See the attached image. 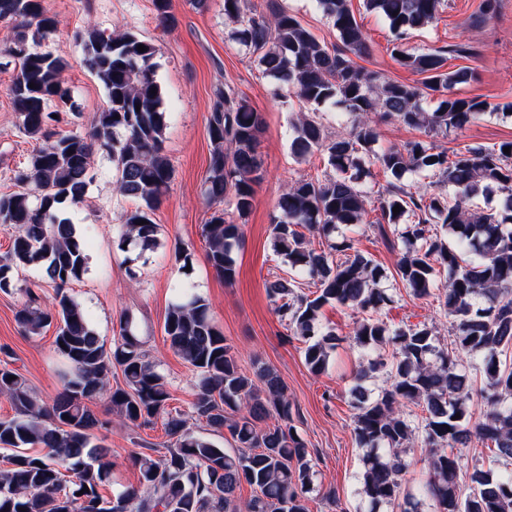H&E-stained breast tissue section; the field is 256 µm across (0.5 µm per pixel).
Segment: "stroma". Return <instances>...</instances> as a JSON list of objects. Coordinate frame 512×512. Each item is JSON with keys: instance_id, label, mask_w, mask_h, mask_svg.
Wrapping results in <instances>:
<instances>
[{"instance_id": "1", "label": "stroma", "mask_w": 512, "mask_h": 512, "mask_svg": "<svg viewBox=\"0 0 512 512\" xmlns=\"http://www.w3.org/2000/svg\"><path fill=\"white\" fill-rule=\"evenodd\" d=\"M483 0H443L435 21L413 32L408 46L435 48L447 54L448 69H469L473 77L457 86L461 97H477L498 105L512 102V0H496L491 17H483ZM57 20L56 30L43 42V50L62 57L63 73L76 109L58 125L60 133H86L106 102L103 85L84 63L74 40L75 31L94 21L105 31L119 27L152 43L157 54V80L165 111L172 120L164 138V152L172 166L166 197L151 218L158 226L157 244L141 250L119 249L118 226L136 200L117 193L111 160L97 155L94 178L83 203L62 204L86 241L87 270L73 282L68 293L81 304L105 344L118 334L119 317L131 318L145 350L164 375L169 405L190 413L197 375L169 348L164 319L182 285H190L204 298L216 326L233 346L244 371L259 360L275 368L292 408V424L305 441L316 471V490L309 496V512H369L361 493L364 451L353 434L351 389L362 362V349L351 338L355 314L336 305L324 306L322 321L333 328L340 341L321 374L309 371L304 344L282 324L277 303L266 288L269 281L286 276L288 266L271 242V226L277 216L276 202L288 183L299 179H325L330 169L324 153L297 160L290 151V121L302 104L285 87L263 73L255 54L233 37L234 23L224 14V0H170L171 21H161L154 0H45ZM246 13L265 14L278 7L296 16L318 40L335 45L336 31L316 7L315 0H243ZM362 26L370 52L358 57L357 66L406 84L419 83V74L401 67L391 54V34L385 21L367 12L362 0H350ZM15 37L13 24L0 22V194L15 192L13 173L25 166L38 141L25 135L12 110L9 86L15 64L5 50ZM228 89L263 117L258 140L262 178L255 186L254 203L246 217H238L224 204V217L242 222V238L232 256L237 274L225 283L207 259L202 228L211 216L206 204V176L212 150L207 119L215 93ZM512 140V115L487 113L443 140L456 152L468 146H493ZM353 240L382 269L381 288L391 296L379 317L391 326L425 325L432 328L438 348L454 346L451 319L438 297L415 298L395 277L402 248L393 225L382 220L376 203H369L361 225L338 226L331 238L312 235L313 248L326 249L328 242ZM14 289L0 292V348L27 379L36 396L51 401L63 387L65 362L55 350V327L40 335H23L15 322L24 301V289L43 296L54 290L43 271L31 267L12 271ZM91 409L107 426L98 436L108 450L111 476L99 492L112 497L138 487L139 471L131 457L165 441L162 424L150 428L123 426L108 396L92 400Z\"/></svg>"}]
</instances>
